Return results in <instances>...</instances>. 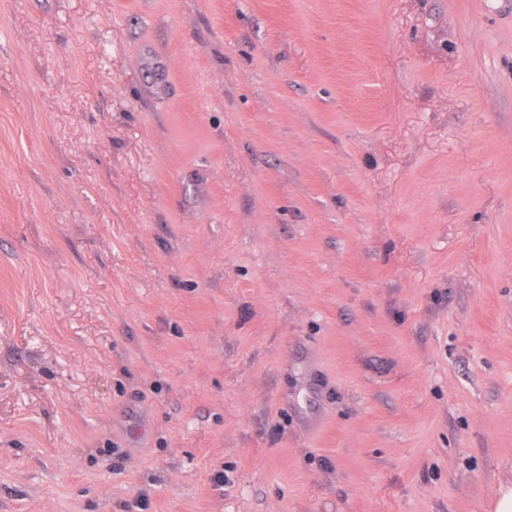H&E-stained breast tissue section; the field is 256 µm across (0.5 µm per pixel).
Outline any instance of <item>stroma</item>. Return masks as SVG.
Here are the masks:
<instances>
[{
    "mask_svg": "<svg viewBox=\"0 0 512 512\" xmlns=\"http://www.w3.org/2000/svg\"><path fill=\"white\" fill-rule=\"evenodd\" d=\"M512 0H0V512H492Z\"/></svg>",
    "mask_w": 512,
    "mask_h": 512,
    "instance_id": "stroma-1",
    "label": "stroma"
}]
</instances>
